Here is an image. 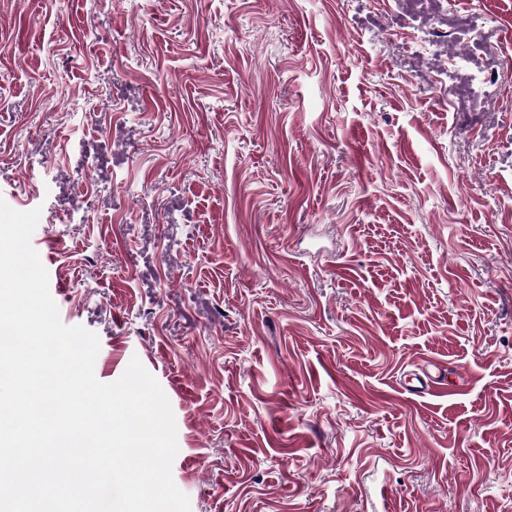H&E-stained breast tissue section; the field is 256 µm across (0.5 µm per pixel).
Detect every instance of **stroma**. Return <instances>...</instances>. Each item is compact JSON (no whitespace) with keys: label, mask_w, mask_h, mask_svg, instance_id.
Returning <instances> with one entry per match:
<instances>
[{"label":"stroma","mask_w":512,"mask_h":512,"mask_svg":"<svg viewBox=\"0 0 512 512\" xmlns=\"http://www.w3.org/2000/svg\"><path fill=\"white\" fill-rule=\"evenodd\" d=\"M0 200L191 512H512V0H0ZM436 369L434 375L428 372V375L424 374L425 377H416V383L407 381L401 384L405 393L410 395H446L448 393V369L447 367H440L433 365Z\"/></svg>","instance_id":"obj_1"}]
</instances>
